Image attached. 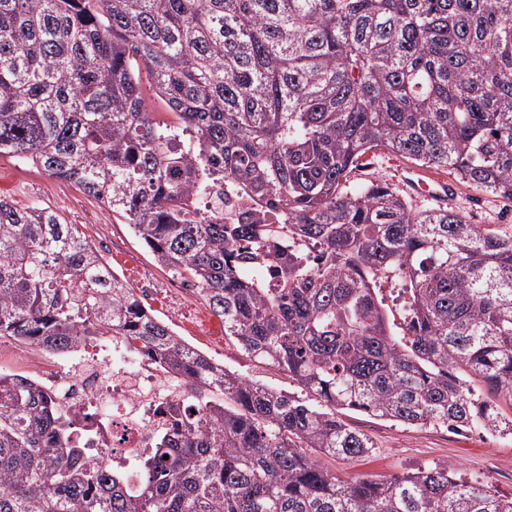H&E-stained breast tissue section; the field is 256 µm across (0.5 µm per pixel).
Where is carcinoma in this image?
<instances>
[{"instance_id":"carcinoma-1","label":"carcinoma","mask_w":512,"mask_h":512,"mask_svg":"<svg viewBox=\"0 0 512 512\" xmlns=\"http://www.w3.org/2000/svg\"><path fill=\"white\" fill-rule=\"evenodd\" d=\"M377 149L512 201V0H0V155L101 201L299 388L194 349L77 225L0 198V337L122 336L182 382L132 490L0 372V512H512L452 464L345 480L321 461L373 451L344 410L512 435V236L349 188ZM212 177L277 223L206 216ZM382 281L405 285L399 331Z\"/></svg>"}]
</instances>
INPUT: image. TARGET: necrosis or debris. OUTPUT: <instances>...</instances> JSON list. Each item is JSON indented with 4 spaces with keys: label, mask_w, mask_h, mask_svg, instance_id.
Returning <instances> with one entry per match:
<instances>
[{
    "label": "necrosis or debris",
    "mask_w": 512,
    "mask_h": 512,
    "mask_svg": "<svg viewBox=\"0 0 512 512\" xmlns=\"http://www.w3.org/2000/svg\"><path fill=\"white\" fill-rule=\"evenodd\" d=\"M201 198L209 214L227 222L256 208L248 195L218 181ZM21 357L46 393L84 420L99 447L111 449L113 464L136 473L142 451L167 428L158 410L175 393L170 377L119 336L63 354L28 347Z\"/></svg>",
    "instance_id": "1"
}]
</instances>
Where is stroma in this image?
I'll return each mask as SVG.
<instances>
[{
	"instance_id": "35a3bbf8",
	"label": "stroma",
	"mask_w": 512,
	"mask_h": 512,
	"mask_svg": "<svg viewBox=\"0 0 512 512\" xmlns=\"http://www.w3.org/2000/svg\"><path fill=\"white\" fill-rule=\"evenodd\" d=\"M365 166L352 174L350 186L371 179L399 185V171L406 161L378 151L364 158ZM0 197L21 207L48 206L66 223L78 225L88 242L97 247L120 276L154 313L191 346L225 368L285 391L296 385L285 372L248 356L224 334L223 321L199 297L185 293L153 255L132 234L123 220L112 216L93 197L67 182L21 164L10 155L0 156ZM448 206L461 211L471 224H489L512 235V221H502L503 199L457 186ZM343 421L368 435L375 443L370 458L333 461L338 476L395 475L436 464L456 466L459 476L489 486L498 495L512 498V436H492L479 428L455 432L444 428H418L396 421L348 412Z\"/></svg>"
}]
</instances>
